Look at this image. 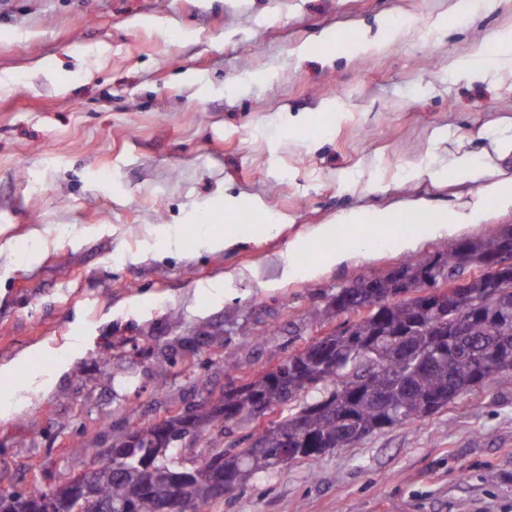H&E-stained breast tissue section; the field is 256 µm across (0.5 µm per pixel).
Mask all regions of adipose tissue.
Masks as SVG:
<instances>
[{
  "label": "adipose tissue",
  "instance_id": "ef3b65f1",
  "mask_svg": "<svg viewBox=\"0 0 512 512\" xmlns=\"http://www.w3.org/2000/svg\"><path fill=\"white\" fill-rule=\"evenodd\" d=\"M476 208L470 203L462 202L456 208L448 210L433 224L420 225L417 237L403 238L389 236L388 226L392 218L391 211H355L349 216L350 223L369 225L373 233L355 246H341L324 252L317 263L307 266L306 274L312 277L319 276L326 269L344 265L353 260L357 255L367 251L379 243H384L393 248L405 252L413 250L418 237L431 236L439 232L455 233L464 223L473 219Z\"/></svg>",
  "mask_w": 512,
  "mask_h": 512
}]
</instances>
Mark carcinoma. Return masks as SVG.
<instances>
[{
    "mask_svg": "<svg viewBox=\"0 0 512 512\" xmlns=\"http://www.w3.org/2000/svg\"><path fill=\"white\" fill-rule=\"evenodd\" d=\"M505 244L494 230L482 237L466 239L438 254L433 261L411 258L400 266L405 282L390 275L371 284L360 280L353 305L345 306L342 288L323 309L327 319L348 316L336 330L294 352L281 362L278 375H262L237 383L233 351L222 354L224 407L204 416L172 418L170 433L180 438L194 429V438H205L190 466L170 461V452L154 442L152 425L144 424L129 410L127 429L113 447L126 451V439L139 440L135 454L162 453V469L145 472L131 467L121 476L109 468L95 476L101 500L112 508L132 495L149 502L155 496L177 495L180 512H204L218 502L212 491L211 470L224 461V483L233 491L252 478L274 473L283 466V440L293 445L295 460L314 461L336 448H347L388 427L423 421L447 406L460 394L482 386L512 369V310H469L471 300L495 292L491 280L470 285L471 297L455 309L432 295L434 279L427 271H443L448 278L462 275L472 265L502 252ZM468 316L470 334L459 336L456 324ZM313 397L294 413L279 418L264 431L249 436V445L221 444L233 428L281 408L297 397ZM74 453L91 466L99 463L101 449L78 441ZM187 471L186 488H174L169 473Z\"/></svg>",
    "mask_w": 512,
    "mask_h": 512,
    "instance_id": "1",
    "label": "carcinoma"
}]
</instances>
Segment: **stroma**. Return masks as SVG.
<instances>
[{
	"mask_svg": "<svg viewBox=\"0 0 512 512\" xmlns=\"http://www.w3.org/2000/svg\"><path fill=\"white\" fill-rule=\"evenodd\" d=\"M456 3L0 0V364L17 382L69 366L0 420L1 489L82 473L74 443L119 438L127 406L147 424L207 405L223 344L258 377L320 336L339 288L406 260L285 275L309 227L478 203L475 227L418 241L429 258L512 225L482 192L512 178V0ZM344 33L371 45L336 50ZM478 53L495 65L473 75ZM462 156L494 168L462 178ZM203 213L270 230L214 251ZM210 512H512V371Z\"/></svg>",
	"mask_w": 512,
	"mask_h": 512,
	"instance_id": "obj_1",
	"label": "stroma"
}]
</instances>
